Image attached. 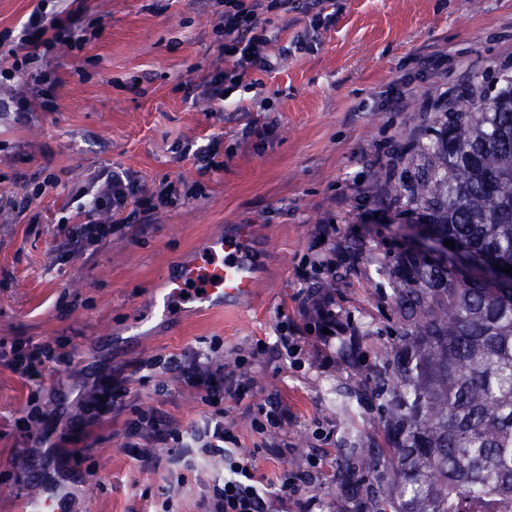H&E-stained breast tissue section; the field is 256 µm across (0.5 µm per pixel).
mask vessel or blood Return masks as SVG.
Returning <instances> with one entry per match:
<instances>
[{"label":"vessel or blood","mask_w":512,"mask_h":512,"mask_svg":"<svg viewBox=\"0 0 512 512\" xmlns=\"http://www.w3.org/2000/svg\"><path fill=\"white\" fill-rule=\"evenodd\" d=\"M250 226L236 237L210 238L201 252L184 261L177 274L167 278L160 291L165 312L183 301L217 307L251 296L258 284L257 260L250 248Z\"/></svg>","instance_id":"b4317fda"}]
</instances>
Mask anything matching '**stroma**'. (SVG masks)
Masks as SVG:
<instances>
[{
    "label": "stroma",
    "instance_id": "obj_1",
    "mask_svg": "<svg viewBox=\"0 0 512 512\" xmlns=\"http://www.w3.org/2000/svg\"><path fill=\"white\" fill-rule=\"evenodd\" d=\"M89 45L79 58L53 51L41 69L54 91L30 83L35 105L0 112V340L76 347L68 364L33 383L0 361V512H32L62 493L61 512H203L218 458L184 468L165 448L152 462L122 448L133 410L156 408L182 426L209 413L173 375L131 383L123 414L85 430L79 398L112 371L139 360L217 347L224 361L267 343L247 373L254 394L225 399L241 447L259 438L258 403L288 409L283 456L261 453L259 471L320 473L288 512H354L367 483L348 465L352 449L385 447L377 369L395 361L409 323L393 284L417 249L426 211L398 190L423 164L422 149L448 113L495 97L512 76V0H326L336 21L312 31L291 12L275 18L277 64L248 76L223 111L199 100L198 76L220 55L211 0H87ZM271 126L268 139L245 137ZM218 143L219 170L184 155L185 141ZM119 166L144 189L171 183L178 202L148 223L116 224L103 242L68 255L58 246L87 220L71 203L94 172ZM53 181L25 194L22 181ZM333 223L336 275L298 271L327 245L316 225ZM251 225L259 259L254 295L233 310L186 306L164 317L158 289L185 256L215 235ZM330 284L345 336L325 350L299 309L303 293ZM289 323L298 362L281 360L277 327ZM37 408L30 431L18 417ZM49 444H41V435ZM80 449L73 458L72 449ZM55 461L42 468L44 454Z\"/></svg>",
    "mask_w": 512,
    "mask_h": 512
}]
</instances>
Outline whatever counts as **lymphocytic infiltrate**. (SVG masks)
<instances>
[{
  "label": "lymphocytic infiltrate",
  "mask_w": 512,
  "mask_h": 512,
  "mask_svg": "<svg viewBox=\"0 0 512 512\" xmlns=\"http://www.w3.org/2000/svg\"><path fill=\"white\" fill-rule=\"evenodd\" d=\"M215 2L221 8L215 31L223 39L220 49L224 60L201 76L198 87L207 102L220 110L249 72L269 71L271 64L265 53L269 14L287 10L288 0ZM82 11V6L71 4L70 0H37L17 29L0 33V87L8 91L7 96L0 97V112L30 111L24 86L31 64L57 48L68 52L83 50L86 40L80 34ZM92 189V208L101 217L72 230L67 246L73 252L111 235L114 215L127 212L131 223L148 218L160 205L171 202L175 194L170 184L156 194L145 193L128 172L114 169L97 174ZM299 308L320 329L323 346H331L346 333L347 326L330 294L306 293ZM0 360L30 378L41 375L50 365L71 362L72 356L49 343L29 346L15 342L0 344ZM248 364V359L242 357L227 364L215 352L200 349L180 358L142 360L101 379L93 395L82 401L81 408L90 423L110 421L114 413L123 410L129 383L146 380L159 371L176 374L182 383L201 391L211 413L185 428L156 409L134 410L124 423L122 446L126 452L137 454L143 442L148 441L174 449L178 461L187 466L201 456L223 459L224 481L214 485L212 496L203 503L204 512H286L289 500L300 490L299 484L284 472L272 479L259 472L257 450L240 448L235 428L227 421L222 406L225 397L241 400L252 393L253 383L244 371Z\"/></svg>",
  "instance_id": "1"
}]
</instances>
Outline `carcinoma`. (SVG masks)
<instances>
[{
	"label": "carcinoma",
	"mask_w": 512,
	"mask_h": 512,
	"mask_svg": "<svg viewBox=\"0 0 512 512\" xmlns=\"http://www.w3.org/2000/svg\"><path fill=\"white\" fill-rule=\"evenodd\" d=\"M450 112L413 183L427 227L512 266V78L492 101ZM395 285L410 322L398 376L378 390L397 458L352 449L374 478L367 512H512V277L402 260Z\"/></svg>",
	"instance_id": "obj_1"
}]
</instances>
